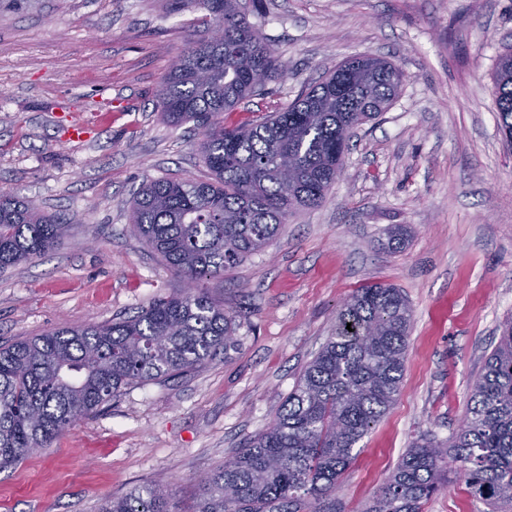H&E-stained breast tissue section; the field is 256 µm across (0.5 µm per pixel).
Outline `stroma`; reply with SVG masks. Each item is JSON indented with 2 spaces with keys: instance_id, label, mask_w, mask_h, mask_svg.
<instances>
[{
  "instance_id": "1",
  "label": "stroma",
  "mask_w": 512,
  "mask_h": 512,
  "mask_svg": "<svg viewBox=\"0 0 512 512\" xmlns=\"http://www.w3.org/2000/svg\"><path fill=\"white\" fill-rule=\"evenodd\" d=\"M204 12L164 0H0V185L68 219L62 246L0 270V347L55 328L117 321L185 288L128 224L143 180L209 175L203 129L169 124L156 92ZM249 21L285 75L226 113L291 103L354 55L404 73L398 97L351 140L322 202L208 283L236 345L185 374L132 384L53 446L0 470V512H98L130 491H171L190 512L201 477L273 422L362 285L413 310L390 411L357 445L323 512H364L408 446L444 444L512 318V148L491 75L512 49V0H261ZM86 125L79 141L65 130ZM410 227L407 245L381 248ZM425 512H488L459 475Z\"/></svg>"
}]
</instances>
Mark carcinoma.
<instances>
[{
    "label": "carcinoma",
    "mask_w": 512,
    "mask_h": 512,
    "mask_svg": "<svg viewBox=\"0 0 512 512\" xmlns=\"http://www.w3.org/2000/svg\"><path fill=\"white\" fill-rule=\"evenodd\" d=\"M206 11L207 35L188 41L158 93L164 118L204 128L210 176L150 179L133 194L132 232L194 284L119 321L60 327L0 348V469L52 447L80 416L126 386L183 374L234 347L235 317L204 288L263 250L288 215L321 203L344 165L354 129L399 95L403 71L351 57L286 107L227 124L224 113L267 94L282 71L240 0H168ZM221 36H213L214 27ZM499 129L512 145V51L492 76ZM63 223L13 193H0V269L60 247ZM411 230L395 225L386 245ZM413 312L392 286L356 289L333 336L305 367L270 427L199 480L193 512H303L305 498L336 489L353 450L389 411L403 380ZM456 465L490 512H512V321L472 384L471 405L446 448L415 439L367 512H423ZM102 512H177L172 494L142 487Z\"/></svg>",
    "instance_id": "obj_1"
}]
</instances>
